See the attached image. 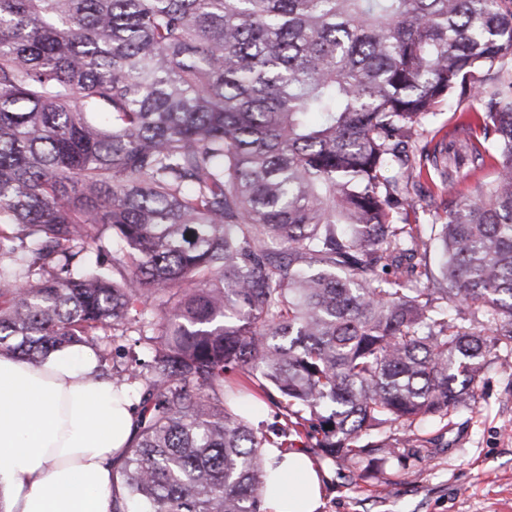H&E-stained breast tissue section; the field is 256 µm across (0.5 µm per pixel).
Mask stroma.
Here are the masks:
<instances>
[{
  "label": "stroma",
  "mask_w": 512,
  "mask_h": 512,
  "mask_svg": "<svg viewBox=\"0 0 512 512\" xmlns=\"http://www.w3.org/2000/svg\"><path fill=\"white\" fill-rule=\"evenodd\" d=\"M481 102L440 104L424 128L440 143L448 167L470 168L465 129L478 128ZM417 206L395 210L392 221L429 235L448 208L447 194L428 180L417 186ZM416 440L403 445L405 428L388 424L384 436L399 453L364 477L322 465L321 512H512V339H501L484 359L474 396L444 419L415 422Z\"/></svg>",
  "instance_id": "1"
}]
</instances>
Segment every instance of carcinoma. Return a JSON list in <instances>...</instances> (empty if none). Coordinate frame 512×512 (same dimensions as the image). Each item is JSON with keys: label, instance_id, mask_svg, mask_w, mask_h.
<instances>
[{"label": "carcinoma", "instance_id": "cac0c4a2", "mask_svg": "<svg viewBox=\"0 0 512 512\" xmlns=\"http://www.w3.org/2000/svg\"><path fill=\"white\" fill-rule=\"evenodd\" d=\"M469 93L471 174L497 176L431 226L422 288L399 147ZM462 303L496 334L457 325ZM127 336L149 361L112 357ZM500 336L512 0H0V350L90 346L138 399L113 512H262L264 449L294 438L382 463L375 430L466 403ZM251 391L279 425L237 412Z\"/></svg>", "mask_w": 512, "mask_h": 512}]
</instances>
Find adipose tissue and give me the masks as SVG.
<instances>
[{"mask_svg": "<svg viewBox=\"0 0 512 512\" xmlns=\"http://www.w3.org/2000/svg\"><path fill=\"white\" fill-rule=\"evenodd\" d=\"M134 410L95 354L75 346L42 365L0 352V512H112V473ZM265 512H319L322 474L305 452H267Z\"/></svg>", "mask_w": 512, "mask_h": 512, "instance_id": "obj_1", "label": "adipose tissue"}]
</instances>
